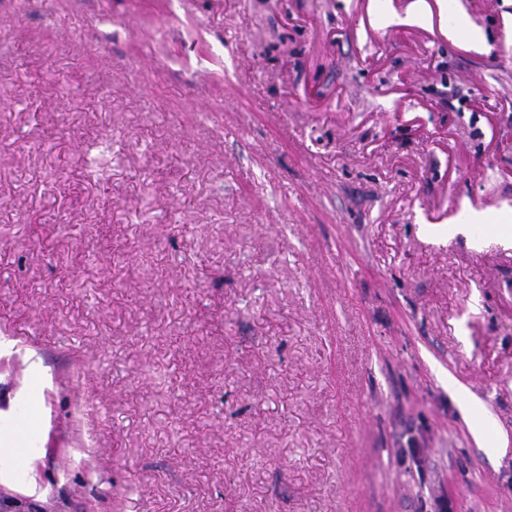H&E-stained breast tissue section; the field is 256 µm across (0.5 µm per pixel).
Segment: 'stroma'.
Masks as SVG:
<instances>
[{"instance_id":"obj_1","label":"stroma","mask_w":512,"mask_h":512,"mask_svg":"<svg viewBox=\"0 0 512 512\" xmlns=\"http://www.w3.org/2000/svg\"><path fill=\"white\" fill-rule=\"evenodd\" d=\"M412 2L0 0V512H512V0Z\"/></svg>"}]
</instances>
